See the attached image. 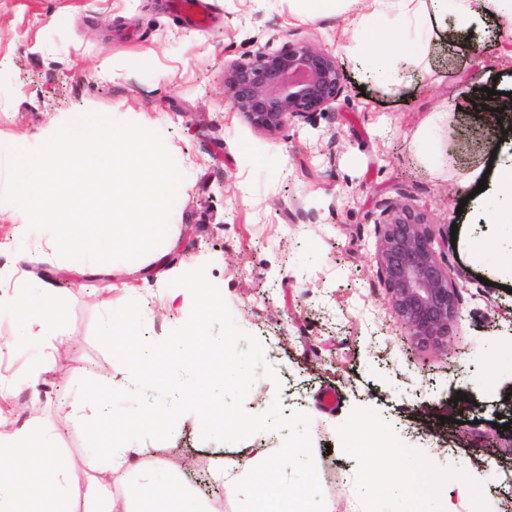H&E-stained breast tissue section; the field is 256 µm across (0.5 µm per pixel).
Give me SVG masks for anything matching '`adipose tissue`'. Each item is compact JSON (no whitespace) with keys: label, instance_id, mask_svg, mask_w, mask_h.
<instances>
[{"label":"adipose tissue","instance_id":"1","mask_svg":"<svg viewBox=\"0 0 512 512\" xmlns=\"http://www.w3.org/2000/svg\"><path fill=\"white\" fill-rule=\"evenodd\" d=\"M448 17L459 36L492 25L502 43L512 47V0H370L361 27L373 36L384 34L387 40L364 54L365 68L377 81L391 80L395 57L428 39L434 32V23ZM60 304L52 284L43 280L27 282L12 304L17 340L29 343L36 337L58 332ZM203 319L202 312H195L188 325L176 327L167 340L155 343L137 337L134 309L108 310L100 334L113 342L117 377L110 391L102 396L62 402L58 413L69 418L87 410L103 416L117 433L110 451L104 454L91 450L83 472L58 465L55 457H43L42 467L51 489L32 499L25 493L27 472L22 461L30 448L54 447L55 438L29 425L19 427L7 441L14 465L6 471L0 469V512H205L201 503L177 486L168 466L143 464L144 449L135 443L134 424L140 418L171 427L195 408L201 354L225 359L221 376L207 387L209 398L223 399L225 385L246 383L248 364L238 359L233 346L225 340L205 336ZM149 369L166 373L162 394L150 402L113 406V394L128 393L131 384ZM266 459L263 448L241 455L238 462L224 467L220 478L242 496L252 512H302L300 503L312 494L315 476H307L305 483L299 485L282 475L275 477L271 486L259 487L256 476ZM118 472L135 476L125 500L115 496L109 481ZM472 494V485L466 480L424 486L417 498H402L398 512H460L459 503Z\"/></svg>","mask_w":512,"mask_h":512}]
</instances>
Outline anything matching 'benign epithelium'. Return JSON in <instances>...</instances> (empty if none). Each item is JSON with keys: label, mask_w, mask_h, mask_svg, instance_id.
<instances>
[{"label": "benign epithelium", "mask_w": 512, "mask_h": 512, "mask_svg": "<svg viewBox=\"0 0 512 512\" xmlns=\"http://www.w3.org/2000/svg\"><path fill=\"white\" fill-rule=\"evenodd\" d=\"M343 88L336 57L308 44L286 53L259 51L224 69V92L234 109L258 129L275 132L290 118L330 105ZM438 241L424 218L406 210L384 223L378 264L393 311L416 343L448 342L459 318L451 269L442 264Z\"/></svg>", "instance_id": "7a95c632"}]
</instances>
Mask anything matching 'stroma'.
<instances>
[{"mask_svg": "<svg viewBox=\"0 0 512 512\" xmlns=\"http://www.w3.org/2000/svg\"><path fill=\"white\" fill-rule=\"evenodd\" d=\"M209 2L212 21L199 28L167 0H0V142L34 147L80 113L116 112L159 131L184 175L170 217L176 248L109 279L16 263L24 218L0 203V436L40 423L86 470V423L59 427L56 408L111 384L112 347L98 334L105 306L137 302L140 336L163 340L183 316L167 272L198 268L223 287L206 335L230 337L250 364L248 383L208 406L232 407L236 422L203 427L198 407L141 441L209 512L245 508L213 480L217 466L296 440L307 450L286 463L289 478L319 473L310 512H349L364 484L378 488L368 512H396L387 487L403 452L427 461L428 482L469 479L464 512L512 504V463L499 461L512 422V248L474 251L486 211L459 190L490 161L464 138L484 88L512 91V57L490 30L457 45L438 35L399 83L381 85L355 54L370 47L354 34L358 2L323 19L293 0ZM301 43L336 56L344 89L276 133L258 130L226 101L224 67ZM402 208L456 242L440 259L461 317L438 349L411 339L378 268L383 224ZM43 271L59 285L62 333L19 349L6 307ZM44 358L52 369L40 389L23 386ZM257 407L273 416L271 436L250 432Z\"/></svg>", "mask_w": 512, "mask_h": 512, "instance_id": "1", "label": "stroma"}]
</instances>
